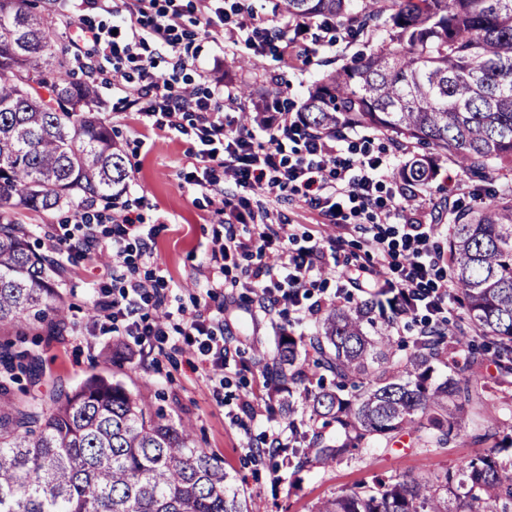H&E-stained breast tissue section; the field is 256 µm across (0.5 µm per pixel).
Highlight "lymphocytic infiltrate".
<instances>
[{
  "instance_id": "obj_1",
  "label": "lymphocytic infiltrate",
  "mask_w": 512,
  "mask_h": 512,
  "mask_svg": "<svg viewBox=\"0 0 512 512\" xmlns=\"http://www.w3.org/2000/svg\"><path fill=\"white\" fill-rule=\"evenodd\" d=\"M158 1L161 0H138L141 9L155 12L145 28L128 25L114 34L83 23L75 49L88 58L112 56L114 81L132 77L137 80L131 103L140 114L196 143L193 168L187 174L194 189L228 197L233 190L248 187L270 198L289 187L303 193L325 226L332 229L331 234L298 247L288 225L270 210L247 215L232 209V222L214 233L211 241L210 287H223L227 262L252 252L267 254L271 263L257 266L243 282L245 288L258 292L260 312L268 315L278 309L286 314L301 309L306 315H317L323 304L311 299L319 286L315 271L339 264L346 237L355 230L346 221V211L354 208L370 219V228L362 232V244L371 261L341 266L340 289L352 288L379 297L400 319L426 311V328L447 330L448 298L455 286L441 270L440 258L432 252L430 242L447 232L448 227L420 223L415 208L381 200L378 192L390 176L393 160L365 150L358 157H346L343 137L314 132L295 112L272 113L265 126V140H258L253 129L217 107V96L234 100L233 87H225L220 94L201 92L175 86L172 80L158 76L155 60L140 54L147 41L168 50L173 71H182L189 64L176 36L182 10L177 0H162L166 3L162 9L158 8ZM202 2L204 36L214 35L233 44L239 35H246L258 57L273 43L284 47L290 44L287 32H274L265 22L248 17L244 0ZM128 62L134 64V72L125 70ZM283 137L300 146L293 162H285L280 155L279 140ZM245 221L250 222L251 231L243 237L236 233L235 225ZM135 223L130 213H115L109 239H99L89 228L70 247L97 256L108 255L110 269L120 271L127 263L128 240ZM153 288L149 280H126L119 297L98 304L95 320L124 321L129 335L152 336L174 350L186 345L196 347L207 378H215L227 361L223 320L189 314L183 318L180 335L169 336L164 319L151 320L140 313L141 303L148 297L153 298L155 309H165L164 296L154 294Z\"/></svg>"
}]
</instances>
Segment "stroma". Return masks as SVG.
I'll return each instance as SVG.
<instances>
[{"label":"stroma","instance_id":"1","mask_svg":"<svg viewBox=\"0 0 512 512\" xmlns=\"http://www.w3.org/2000/svg\"><path fill=\"white\" fill-rule=\"evenodd\" d=\"M28 5L32 11L49 15L59 46L69 47L77 38L79 11L71 0H29ZM180 5L183 25L178 37L182 51L197 58L208 74L209 84L250 86L251 98L239 101L245 111L252 110L255 102L264 101L273 88L278 91L280 106L299 110L309 89L325 71L353 61L364 50L361 42L341 32L335 42H327L312 25L296 35L291 54L284 56L271 49L261 57L258 70L241 69L237 61L250 56L248 45L242 42L233 51H222L212 39L198 33V0H180ZM99 67L100 116L122 145L131 178L120 200L138 218L141 231L154 233L156 263L150 265L134 256L125 273L138 279L152 274L163 276L161 290L171 307L196 310L205 316L223 310L228 322L224 339L230 350L229 361L223 371L224 386L216 392L202 383L201 358L194 348L179 353L160 351L157 343L127 335L120 323L105 332L89 333L85 323L94 300L104 291L119 294L121 284L105 274L101 261L63 251L58 255L62 265L58 288L68 309L66 324L53 332L41 323L0 331V344L15 352L25 350L37 355L44 387L58 381L70 389L93 372L122 381L145 396L154 408L190 423L198 444L223 460L225 470L236 478L256 512H314L324 498L391 475L425 477L441 487L446 475H458L462 462L491 453L505 468H512V373H500L489 356L472 353L467 346L456 348L454 367L440 364L434 373L438 382L451 373L460 378L475 370L486 377L485 389L473 392L466 406L467 428L453 432L447 444L426 447L417 443L414 435L404 433L388 446L355 450L349 458L329 467L316 464L297 471L277 457L253 461L252 449L266 447L271 424L282 420L275 397L264 386L266 364L282 331L306 336L317 321L293 322L284 330L278 322L255 320L253 291L239 288L229 299L220 294L208 296L204 272L209 242L225 216L219 213L211 195L196 191L184 179L195 143L177 132L154 126L136 110L123 109L126 92L109 79L111 61L100 60ZM443 200L467 208L480 202L477 184L445 159L438 162L435 180L429 187L415 189L410 202L417 205L416 216L425 224L434 220V205ZM13 218L30 229V246L39 254L46 251L49 233L63 227L74 233L79 230L72 208L54 213L19 210ZM252 392L271 413L258 417L243 430L233 416L243 395ZM491 417L501 424L494 445L483 437Z\"/></svg>","mask_w":512,"mask_h":512}]
</instances>
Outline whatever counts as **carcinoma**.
I'll return each mask as SVG.
<instances>
[{
	"label": "carcinoma",
	"instance_id": "cac0c4a2",
	"mask_svg": "<svg viewBox=\"0 0 512 512\" xmlns=\"http://www.w3.org/2000/svg\"><path fill=\"white\" fill-rule=\"evenodd\" d=\"M290 21L343 26L376 48L328 72L301 106L315 131L370 128L425 143L478 181L512 171V0H280ZM48 19L24 0H0V330L67 317L59 263L30 248L11 211L49 212L110 200L128 187L123 151L100 111L95 83L73 78ZM436 167L419 158L398 171L426 187ZM449 274L468 328L512 370V193L451 208ZM372 307L324 312L321 330L280 338L267 371L288 426L322 421L336 437L303 434L294 467L330 465L408 428L425 445L466 427L478 379L431 383L453 346L433 329L395 359L384 326L367 336ZM42 374L37 357L0 351V512H254L224 463L197 446L192 428L152 410L122 383L92 374L47 397L17 399L12 383ZM333 377V386L325 376ZM350 391L349 397L342 392ZM456 512L512 502V470L490 456L460 469ZM315 512H451L424 478L377 479L319 503Z\"/></svg>",
	"mask_w": 512,
	"mask_h": 512
}]
</instances>
